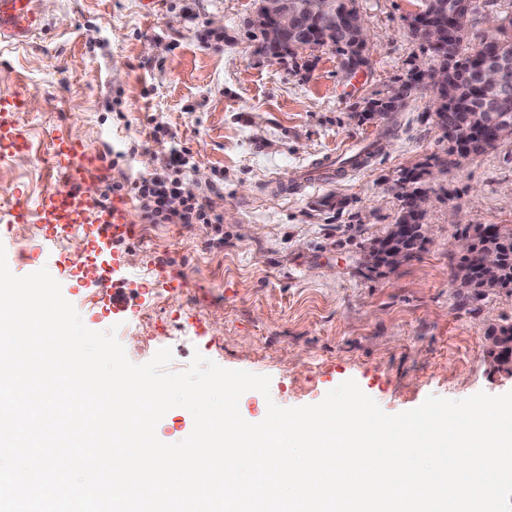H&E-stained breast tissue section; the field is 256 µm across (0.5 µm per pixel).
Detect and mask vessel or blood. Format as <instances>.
<instances>
[{"instance_id": "vessel-or-blood-1", "label": "vessel or blood", "mask_w": 512, "mask_h": 512, "mask_svg": "<svg viewBox=\"0 0 512 512\" xmlns=\"http://www.w3.org/2000/svg\"><path fill=\"white\" fill-rule=\"evenodd\" d=\"M46 26L37 0H0V40L22 43ZM28 95L17 92L0 98V149L28 147L29 141L17 120L24 111ZM97 154L84 143L67 135L53 136L48 162L61 176V186L46 190L39 198L37 216L49 238H56L78 224L87 225V251L95 253L112 240L133 238L134 226L124 208H94L84 190L88 172Z\"/></svg>"}]
</instances>
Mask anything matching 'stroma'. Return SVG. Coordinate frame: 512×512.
Here are the masks:
<instances>
[{
  "mask_svg": "<svg viewBox=\"0 0 512 512\" xmlns=\"http://www.w3.org/2000/svg\"><path fill=\"white\" fill-rule=\"evenodd\" d=\"M367 20L370 66L346 77L331 49L305 52L310 70L253 54L247 19L255 0H39L50 29L26 43L0 42V95L29 91L18 120L31 148L0 157V245L10 271L43 264L94 331L116 328L128 359L162 348L182 371L194 354L228 369L270 376V393L249 391L243 418L268 402L313 405L352 379L389 414L427 396L460 400L512 391L490 372L489 323L512 324V290L472 299L452 280L474 224L512 225V138L455 164L448 141L416 92L401 111L364 115L405 78L423 49L410 33L423 0H357ZM162 126L187 146L182 178L193 195L215 183L224 243L206 244L201 225L146 224L130 197L106 184L160 167ZM63 132L99 153L85 189L96 206L123 202L134 238L99 258L124 289L116 310L74 262L85 227L46 242L41 224H13L59 183L50 140ZM379 141L367 163L325 175L323 157ZM431 163L429 238L392 271L367 267L369 244L400 210L402 170ZM181 278L171 292L163 283Z\"/></svg>",
  "mask_w": 512,
  "mask_h": 512,
  "instance_id": "stroma-1",
  "label": "stroma"
}]
</instances>
